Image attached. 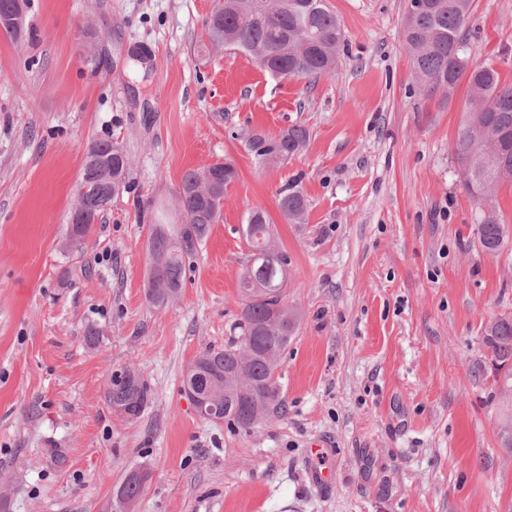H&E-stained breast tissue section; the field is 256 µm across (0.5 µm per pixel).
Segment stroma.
<instances>
[{"label":"stroma","instance_id":"obj_1","mask_svg":"<svg viewBox=\"0 0 512 512\" xmlns=\"http://www.w3.org/2000/svg\"><path fill=\"white\" fill-rule=\"evenodd\" d=\"M343 27L332 76L275 78L249 56L202 57L214 0H31L32 42L0 38V512H105L133 467L135 512H506L484 324L512 316V251L476 243L457 177L469 110L418 89L409 0H327ZM467 54L512 80V0H474ZM145 58L146 77L133 73ZM300 124L306 148L263 167L252 134ZM121 145L129 187L86 245L69 215L92 141ZM236 180L178 299H146L153 214L187 170ZM306 201L282 217L287 187ZM264 211L301 314L282 356L283 416L250 431L202 418L184 377L240 314L244 224ZM94 341H87L88 330ZM135 373L134 416L107 388ZM334 474L329 489L307 470ZM279 209L288 223H301L306 209L305 198L301 191L294 188L283 191L279 199ZM149 475L143 473L141 468L132 469L126 473L119 487L112 496V503L126 501L135 505L144 493Z\"/></svg>","mask_w":512,"mask_h":512}]
</instances>
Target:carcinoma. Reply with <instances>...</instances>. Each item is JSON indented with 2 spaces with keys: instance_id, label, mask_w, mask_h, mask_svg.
I'll list each match as a JSON object with an SVG mask.
<instances>
[{
  "instance_id": "cac0c4a2",
  "label": "carcinoma",
  "mask_w": 512,
  "mask_h": 512,
  "mask_svg": "<svg viewBox=\"0 0 512 512\" xmlns=\"http://www.w3.org/2000/svg\"><path fill=\"white\" fill-rule=\"evenodd\" d=\"M30 0H0V14L20 17L19 23H0V35L20 44L33 38L25 25ZM473 0H411L404 36L414 79L427 96L449 98L461 81L468 87V102L482 105L468 112L456 136V162L462 187L486 212L476 225V237L486 253L497 255L512 248L509 225L495 212L498 188L512 183V82L502 80L490 66L471 67L465 51L463 27ZM208 44L213 51L231 48L254 61L263 58L264 71L274 77L319 78L334 73L343 30L326 0H215L206 17ZM308 130L294 125L275 137L255 133L248 148L255 160L272 164L302 151ZM97 158L85 156L78 184L93 196L101 190L104 173L120 192L126 188L130 157L121 146L96 141ZM233 164L224 162L202 170H190L178 191V210L183 222L153 225L149 240L152 264L146 298L163 308L181 293L186 273L193 269L197 246L220 217L225 189L235 181ZM279 209L290 224L303 220L306 202L294 188L282 192ZM104 207L96 205L86 215L82 233L69 237L75 246L84 244ZM244 234L251 256L239 288L242 308L236 322L238 335L222 349L209 348L194 360L209 376L211 390L223 399L219 413L231 426L248 431L280 410L281 355L296 334L301 314L285 304L288 256L276 248L268 217L262 211L247 217ZM482 341L491 353L493 380L501 396L499 439L512 454V317L491 319ZM147 387L133 374L108 390L109 402L129 415L139 413L147 402ZM149 475L141 469L126 473L112 501L136 503L144 493Z\"/></svg>"
}]
</instances>
